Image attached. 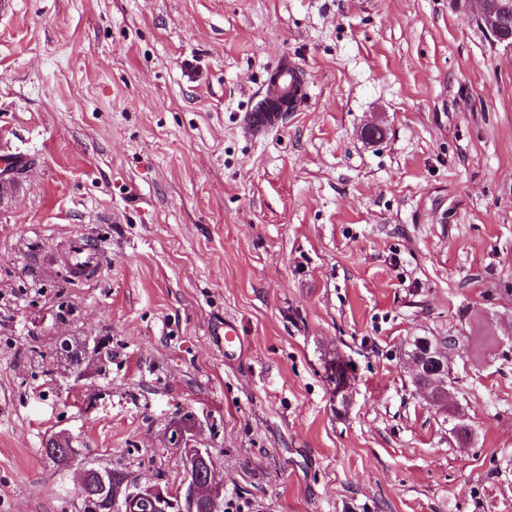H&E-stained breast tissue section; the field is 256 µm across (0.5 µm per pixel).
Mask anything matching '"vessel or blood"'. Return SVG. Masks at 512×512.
Returning <instances> with one entry per match:
<instances>
[{
    "instance_id": "b4317fda",
    "label": "vessel or blood",
    "mask_w": 512,
    "mask_h": 512,
    "mask_svg": "<svg viewBox=\"0 0 512 512\" xmlns=\"http://www.w3.org/2000/svg\"><path fill=\"white\" fill-rule=\"evenodd\" d=\"M308 95L305 74L300 64L289 56H281L267 71L262 102L271 104V111L250 110L243 118L245 132L253 138L278 129L286 113L300 111ZM69 262L77 278L94 276L101 271L100 256L94 243L77 237L70 247ZM217 347L237 353L242 349L241 332L235 321L224 323L223 333L214 336Z\"/></svg>"
}]
</instances>
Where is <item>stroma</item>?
<instances>
[{
  "label": "stroma",
  "instance_id": "1",
  "mask_svg": "<svg viewBox=\"0 0 512 512\" xmlns=\"http://www.w3.org/2000/svg\"><path fill=\"white\" fill-rule=\"evenodd\" d=\"M285 54L309 96L252 139ZM2 154L0 512H80L85 461L183 490L188 418L232 512H512V47L455 0H13ZM415 336L459 340L469 446ZM98 339L75 378L61 343ZM69 262L74 275L79 279L93 277L101 271L97 247L83 236L73 240L70 247ZM213 342L219 348H224V353H237L242 351L241 332L238 324L233 320L224 321V332L213 337ZM413 367L412 378L415 386L422 392L430 406L438 415L448 419V410L456 409V404L449 402L448 380L452 376V367L448 365V346L439 347L428 355L409 359Z\"/></svg>",
  "mask_w": 512,
  "mask_h": 512
}]
</instances>
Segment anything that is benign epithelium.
I'll return each mask as SVG.
<instances>
[{
    "label": "benign epithelium",
    "instance_id": "7a95c632",
    "mask_svg": "<svg viewBox=\"0 0 512 512\" xmlns=\"http://www.w3.org/2000/svg\"><path fill=\"white\" fill-rule=\"evenodd\" d=\"M455 2L475 14L477 22L494 38L497 43L508 44V30L512 29V0H455ZM413 367L412 378L415 386L422 392L430 406L444 416L456 409L449 402L448 380L452 376V367L448 365V347H439L435 351L410 360ZM195 425L180 424L170 431L169 440L180 453L187 468L193 470L189 478L185 498L200 500L216 507L223 498L224 483L216 474V467L199 468V462L206 459L207 450L195 445L193 439ZM81 479L78 495L82 501L83 512H112V503L122 495L123 488L112 485V475L103 469L80 467ZM131 500L139 501L153 512H168L174 507L175 496L169 489L158 485L147 486L127 494Z\"/></svg>",
    "mask_w": 512,
    "mask_h": 512
}]
</instances>
